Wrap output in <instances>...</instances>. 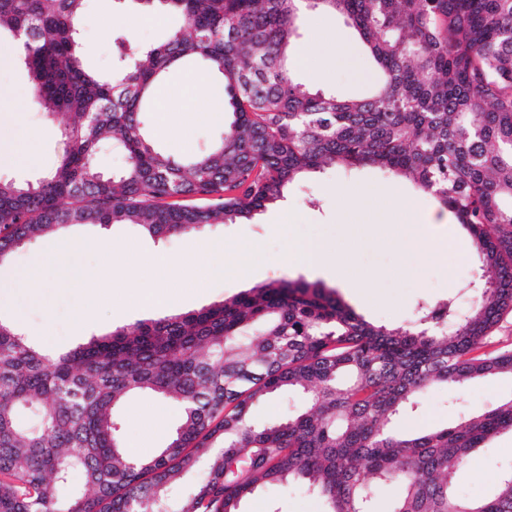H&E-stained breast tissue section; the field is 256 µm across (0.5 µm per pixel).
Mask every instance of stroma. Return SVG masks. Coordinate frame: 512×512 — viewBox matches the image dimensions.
<instances>
[{
    "instance_id": "obj_1",
    "label": "stroma",
    "mask_w": 512,
    "mask_h": 512,
    "mask_svg": "<svg viewBox=\"0 0 512 512\" xmlns=\"http://www.w3.org/2000/svg\"><path fill=\"white\" fill-rule=\"evenodd\" d=\"M178 21L167 14L144 16L121 8L117 0H89L83 22V37L90 68L110 72L115 61L114 38L127 33L144 45L163 43ZM321 44L329 61L295 72L304 87L336 92L340 97L358 98L368 93L377 75V66L349 21L341 15L307 9L298 23V47ZM0 92L10 93L16 112L0 118V143L29 134L38 143V162L23 165L0 164V175L19 180H35L59 160L63 142L59 119L46 116L35 104L26 69L10 50L0 48ZM193 116L178 127L171 114L154 111L148 117L149 133L163 151L182 156L216 142L224 131L222 117L206 112L195 103ZM415 207L439 210L430 195L418 192L408 182L373 167L350 172L328 166L297 183L288 196L247 224H213L198 234L171 237L161 242L143 234L133 225L86 226L78 228L88 248L78 260L91 273L86 284L74 285L48 279L40 295L24 288L0 290V319L19 322L28 342L37 348L61 354L85 343L91 336L84 329L86 309H93L104 329L158 319V312L137 308L121 277L103 280L97 243L112 248L114 267H121L129 252L144 261L142 285L156 283L149 260L163 253L178 260L192 252L197 239L224 245L232 255L245 248L256 254L246 276L226 272L220 280L204 288H188L179 268H171L165 285L176 303L174 313L198 310L232 297L257 284L302 278L321 281L335 289L359 315L390 327L406 325L418 303L460 296L469 307L473 295H462L475 271V249L466 231L449 221L447 228L457 240L459 255L447 266L435 264L412 246L381 238L374 226L386 222L389 208ZM321 236L341 256L339 271L324 272L291 263L290 252L303 242ZM110 287L112 300L102 299L103 287ZM512 399V377L478 381L458 396H449L445 387L430 389L419 408L399 422L402 430L419 432L457 425L464 416L490 409ZM180 417L179 407L151 396H138L121 411L122 445H139L145 432H152L156 446H163ZM512 469V433L504 432L475 449L467 469L457 478L455 490L465 500L485 497L504 471ZM323 499L297 489L265 490L242 500L240 512H325Z\"/></svg>"
}]
</instances>
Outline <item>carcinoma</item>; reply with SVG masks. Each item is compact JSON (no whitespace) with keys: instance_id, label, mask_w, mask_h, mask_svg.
Returning a JSON list of instances; mask_svg holds the SVG:
<instances>
[{"instance_id":"obj_1","label":"carcinoma","mask_w":512,"mask_h":512,"mask_svg":"<svg viewBox=\"0 0 512 512\" xmlns=\"http://www.w3.org/2000/svg\"><path fill=\"white\" fill-rule=\"evenodd\" d=\"M86 2L0 0V46L18 54L43 111L66 118L54 170L35 183L0 177V264L72 226L130 224L163 240L237 224L309 172L371 166L432 195L470 234L479 301L466 314L452 298L425 303L391 328L319 281L273 280L59 355L0 321V512H239L245 497L294 483L327 512H512V472L481 501L454 490L474 449L512 432V399L454 428L394 426L437 384L512 375V348L481 351L512 312V0H135L182 24L159 45L117 36L108 75L86 63ZM309 7L359 32L380 72L370 94L295 81ZM189 62L222 76L228 119L219 141L173 157L147 114L157 85ZM105 148L124 158L110 176L96 162ZM290 390L304 396L298 414L254 421ZM142 393L177 404L181 421L159 453L134 460L116 415ZM31 409L35 429L20 422ZM393 485L401 495L382 503Z\"/></svg>"}]
</instances>
